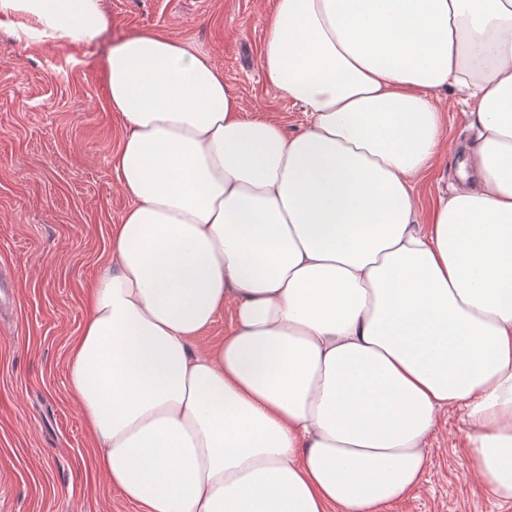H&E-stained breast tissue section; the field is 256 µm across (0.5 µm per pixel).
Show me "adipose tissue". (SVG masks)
Segmentation results:
<instances>
[{"instance_id": "obj_1", "label": "adipose tissue", "mask_w": 512, "mask_h": 512, "mask_svg": "<svg viewBox=\"0 0 512 512\" xmlns=\"http://www.w3.org/2000/svg\"><path fill=\"white\" fill-rule=\"evenodd\" d=\"M2 25L106 28L102 0H0ZM261 65L297 133L181 41L109 53L132 204L69 364L100 470L140 512H379L459 408L471 477L512 502V0H275ZM443 90L473 139L425 214ZM439 175L438 173H432L417 182L415 186V197L418 205L421 207L426 208L431 199L437 195L439 187H445V182L442 184L438 183Z\"/></svg>"}]
</instances>
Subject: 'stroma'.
Here are the masks:
<instances>
[{
  "mask_svg": "<svg viewBox=\"0 0 512 512\" xmlns=\"http://www.w3.org/2000/svg\"><path fill=\"white\" fill-rule=\"evenodd\" d=\"M274 0H103L92 46L17 40L0 28V512H138L97 467L98 450L68 388L70 344L88 314V292L112 250L111 229L130 205L114 159L124 134L109 101V51L158 32L191 45L224 72L245 116L274 115L286 133L300 105L260 68ZM438 109L456 170L468 135L460 93ZM471 425L440 414L420 485L381 512H512V503L467 480Z\"/></svg>",
  "mask_w": 512,
  "mask_h": 512,
  "instance_id": "1",
  "label": "stroma"
}]
</instances>
